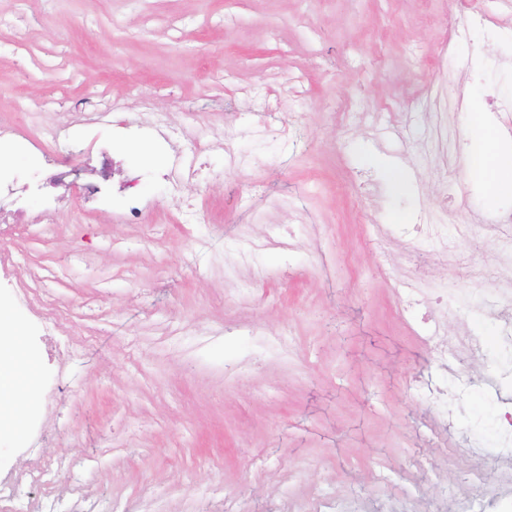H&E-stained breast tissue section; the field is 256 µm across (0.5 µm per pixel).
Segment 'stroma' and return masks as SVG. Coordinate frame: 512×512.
Listing matches in <instances>:
<instances>
[{
  "instance_id": "stroma-1",
  "label": "stroma",
  "mask_w": 512,
  "mask_h": 512,
  "mask_svg": "<svg viewBox=\"0 0 512 512\" xmlns=\"http://www.w3.org/2000/svg\"><path fill=\"white\" fill-rule=\"evenodd\" d=\"M484 7L475 25L463 0H0V119L46 142L105 92L118 108L82 139L139 121L150 97L167 134L107 170L108 211L30 194L41 223L0 229L21 249L8 277L39 266L41 293L94 333L61 327L42 357L22 337L29 377L67 387L33 447L0 437L11 512L41 498L15 475L43 457L63 462L56 512L79 493L94 512H512L496 467L464 482L471 437L498 446L486 381L512 367L506 256L479 230L512 192L489 198L473 175L467 122L481 110L512 142V0ZM49 155L98 176L72 141L0 165L35 182ZM131 192L144 208L125 224ZM423 224L478 230L439 261ZM466 333L485 356L440 362L437 343ZM459 368L471 386L442 436L426 392Z\"/></svg>"
}]
</instances>
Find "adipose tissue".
Masks as SVG:
<instances>
[{"instance_id":"adipose-tissue-1","label":"adipose tissue","mask_w":512,"mask_h":512,"mask_svg":"<svg viewBox=\"0 0 512 512\" xmlns=\"http://www.w3.org/2000/svg\"><path fill=\"white\" fill-rule=\"evenodd\" d=\"M467 120L479 132L473 154L474 168L490 196H497L503 183L512 184V144L502 141L481 112L469 111ZM19 343L16 336L0 340V435L12 433L19 427L27 404L26 370L17 354Z\"/></svg>"}]
</instances>
